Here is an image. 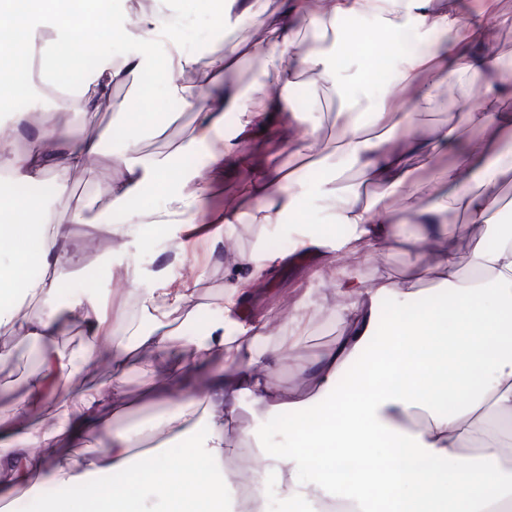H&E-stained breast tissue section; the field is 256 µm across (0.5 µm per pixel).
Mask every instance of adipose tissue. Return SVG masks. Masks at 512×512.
<instances>
[{
  "label": "adipose tissue",
  "mask_w": 512,
  "mask_h": 512,
  "mask_svg": "<svg viewBox=\"0 0 512 512\" xmlns=\"http://www.w3.org/2000/svg\"><path fill=\"white\" fill-rule=\"evenodd\" d=\"M235 2L237 9L225 14L224 25L239 36L216 47L202 68L173 40L176 20L167 9L137 16L134 22L138 41L169 45V97L188 105L201 99L209 102L186 150L207 145L210 176L223 175L228 167L242 175L236 195L224 206L221 223L231 227L245 215L253 224L286 225L289 213L299 211L307 198L297 166H353L368 182L404 192L413 202L412 213L404 215L376 199L362 201L356 187L340 191L324 186L329 222L346 229L337 237L335 251L352 253L361 246L373 251L401 238L419 241L420 249L412 253L416 276L437 282L449 308L415 315L408 310L416 296L412 283L383 273L368 287L338 271L333 287L344 335L311 356L306 392L277 391L270 385L271 373L285 352L299 347L306 316L294 312L288 340L256 348L264 324L245 330L234 315L262 267L255 257L228 251L224 317L210 324L197 348L224 357L230 371L189 397L184 389L193 367L171 366L153 385L167 411L147 425L113 433L104 450L78 459L72 446L112 432L114 419L129 406L122 377L130 349L154 351L170 343L171 325L193 304L195 290L186 284L143 293L141 309L150 325L134 329L130 348L115 342L114 323L100 295H78L71 308L87 325L89 341L75 352L49 350L14 420L0 423V499H9L20 488L35 495L54 484H69L82 487L83 496L46 499L44 512H90L93 501L99 512H140L144 490L167 502L168 512H186L192 501L202 512H238L237 476L225 468L224 459L233 435L242 430L241 410L248 398L271 418L301 413L316 403L321 406L314 427L290 454L260 446L261 466L250 478V512H266L272 489L279 494L283 512H323L326 503L339 499L345 500L347 512H512V467L500 456L501 446L512 441V230L496 233L493 246H476L465 275L455 236L444 220L445 205L423 202L431 186L448 187L463 202L470 223L485 224L499 201L500 180L512 174V151L500 147L502 138L512 134V112L502 106L512 96V84L501 78L502 57L488 28L500 20L498 0H481V24L465 19L453 0H281L277 21L257 38L241 35L240 29L246 23H260L259 0ZM345 19L362 22L364 34L339 38L338 23ZM302 21L314 29L320 44L298 55L294 48ZM76 28L58 0H28L22 36L0 50L24 71L19 78L0 81V112L10 113L12 126H19L25 115L14 111L17 100L53 93L59 100L57 110L38 127L37 138L60 144L54 152L37 148L20 153L10 137L0 138L1 200L17 181L33 182L50 174L62 185L72 171L85 167L98 154L100 140L66 141L63 115H91L105 104L116 112L127 111V101L113 97L112 89L128 74L148 66L141 54L116 58L99 53L90 42L83 51L93 56V68L78 82H60L55 46L70 40ZM374 31L383 32L382 43L369 40ZM382 45L388 49L391 80L377 94L366 74L348 80L338 65L337 51L345 49L365 62ZM249 58L263 62L262 81L248 93L226 85V74ZM194 68L200 71L198 78L182 80V73ZM303 75L352 89L351 105L336 114L333 151L323 148L318 125L297 131L280 121ZM461 87L480 90L478 104L465 113L464 121L482 136L455 164L430 179H418L416 168H427L456 135L452 126L421 133L419 118L439 98ZM252 127L274 130L280 147L289 148V158L271 150L258 159L239 147L237 132ZM116 167L120 177L113 182L111 195L120 212L112 217L111 235L136 236L142 224H163L181 232L195 223L209 188L197 172L182 174L191 192L172 191L161 207L127 212L123 206L128 198L144 185L158 183L171 160L130 150L117 158ZM17 210H31L35 216L24 224L0 225V257L6 249L38 241L40 272L18 287L38 297L42 308L33 320L24 321L18 318L15 303L1 304L0 328L50 341L60 327L53 300L58 269L67 255L72 225L84 223L85 217L78 210L69 223H62L35 200ZM427 245L434 249L429 261L422 252ZM18 287L0 265V291L10 294ZM387 298L400 308L385 320L380 305ZM369 348L373 356L350 383H343L344 367ZM103 355L112 362L111 385L82 394L75 408L59 415L52 428L27 423L29 409L55 395L62 378ZM158 434L165 436L168 446L155 454L153 470L133 468L131 448ZM190 434L195 437L191 459L172 466L171 444ZM346 456L358 463L347 495L336 478ZM92 474L120 475L126 485L105 494L100 485L89 482Z\"/></svg>",
  "instance_id": "ef3b65f1"
}]
</instances>
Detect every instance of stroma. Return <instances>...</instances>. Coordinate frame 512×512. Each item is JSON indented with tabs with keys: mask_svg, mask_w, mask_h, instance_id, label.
Listing matches in <instances>:
<instances>
[{
	"mask_svg": "<svg viewBox=\"0 0 512 512\" xmlns=\"http://www.w3.org/2000/svg\"><path fill=\"white\" fill-rule=\"evenodd\" d=\"M225 0H171L172 10L181 18L177 39L188 51L195 54L198 67H205L212 50L225 39L222 21ZM102 52L120 56L133 50H142L152 61L151 67L136 74L133 83L116 85L114 96L127 99L130 110L116 115L105 109L94 119H87L79 112L67 113L66 133L70 140L79 141L97 136L101 139V151L86 168L69 175L65 185H58L52 175L28 183L33 197L43 199L59 220H68L77 208H84L86 223L72 227L71 248L76 255L74 264L59 273V285L55 300L62 309L63 332L56 339L58 348L74 351L89 338L85 325L71 316L67 309L74 295L87 288L98 293L113 295L117 287L146 291L164 281H182L195 284L196 300L193 314L177 321L178 337L165 350L134 352L124 375V389L134 405L122 419L124 425L136 426L155 417L157 408H140L136 402L152 385L155 378L173 363H201L206 371H219L224 361L219 357L202 359L193 341L204 336L211 320L221 316L224 298V254L216 252L210 261H203V248L178 253L170 232L161 224H144L137 239L122 242L112 235L94 232L89 223L101 215L111 214L112 197L109 192L111 172L115 156L126 149H135L145 156H169L174 168H205L206 155H179L178 149L193 135L198 114L203 103L192 106L169 98L166 93V47L160 43L139 45L130 37L108 38L99 35ZM341 104L335 90L316 83L312 77L300 79L292 92V102L285 119L288 124L305 127L314 119L321 120V137L325 142L336 138L335 114ZM472 105L462 95L444 100L430 113L425 114L420 129L429 132L443 125L457 128L454 145L437 156L434 168L452 165L469 145L477 141L478 129L462 124L461 118ZM336 179L338 185L361 186L364 196L381 197L395 208L407 206L402 193H392L366 183L361 174L348 169L343 174L334 170L305 172L302 181L311 191H318L321 183ZM325 214L319 206L290 215L287 226L261 228L242 223L235 227L234 243L244 253L262 256L263 242L271 238H285L288 248L277 250L276 271L263 279L253 295L244 302L236 316L242 326L267 321L265 344L272 345L288 338L291 327L289 316L295 308L306 314V331L302 343L288 353L271 376L273 386L282 390H294L303 385V365L314 352L332 346L343 333V325L336 314L335 298L329 288L314 272L335 259L332 250L318 255L298 247L297 240L306 226L322 229ZM449 228L457 232L456 247L460 255L461 269H468L472 252L481 242H487L485 225L471 224L467 214L457 202H449ZM411 246L398 240L382 248L379 259H372L367 249L339 259L341 265L358 276L364 283L373 284L378 270H385L393 280L405 281L413 276L410 266ZM47 343L27 336H15L0 331V419H12L17 403L24 398L29 379L41 372ZM112 370L107 362L97 361L85 366L64 383L63 392L33 408L28 421L34 425H46L57 414L72 409L75 395L110 383ZM317 410L307 416L288 415L275 419L251 412L246 416L245 435L236 442V453L226 465L238 477L249 474L248 456L253 455L258 443H265L281 453L295 448L306 419L316 418Z\"/></svg>",
	"mask_w": 512,
	"mask_h": 512,
	"instance_id": "stroma-1",
	"label": "stroma"
}]
</instances>
